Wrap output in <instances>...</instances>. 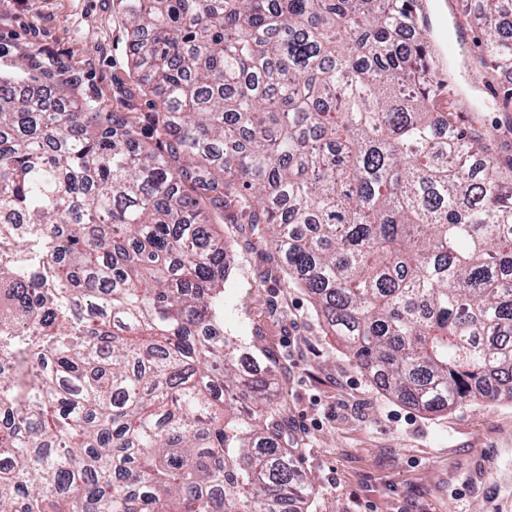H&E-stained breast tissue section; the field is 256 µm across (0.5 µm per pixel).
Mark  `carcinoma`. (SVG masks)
Returning <instances> with one entry per match:
<instances>
[{
	"label": "carcinoma",
	"mask_w": 512,
	"mask_h": 512,
	"mask_svg": "<svg viewBox=\"0 0 512 512\" xmlns=\"http://www.w3.org/2000/svg\"><path fill=\"white\" fill-rule=\"evenodd\" d=\"M141 127L0 76V512H304L264 350L224 329V205L427 413L512 399V86L434 109L421 0H119ZM512 0L472 63L512 70Z\"/></svg>",
	"instance_id": "1"
}]
</instances>
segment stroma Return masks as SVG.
Here are the masks:
<instances>
[{"label": "stroma", "instance_id": "stroma-1", "mask_svg": "<svg viewBox=\"0 0 512 512\" xmlns=\"http://www.w3.org/2000/svg\"><path fill=\"white\" fill-rule=\"evenodd\" d=\"M461 121L494 117L457 45ZM37 54L84 97L136 120L157 98L131 65L117 0H0V73ZM231 246L224 324L267 351L288 394L286 416L308 512H512V401L430 414L393 400L331 335L306 290L270 276L277 256L225 209Z\"/></svg>", "mask_w": 512, "mask_h": 512}]
</instances>
